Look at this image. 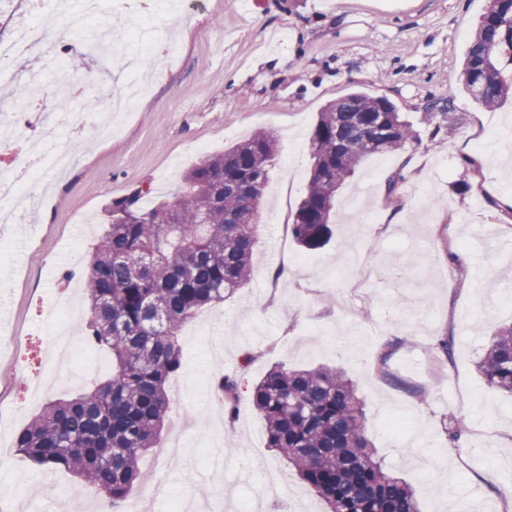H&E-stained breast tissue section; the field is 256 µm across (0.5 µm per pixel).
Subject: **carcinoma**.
I'll return each instance as SVG.
<instances>
[{
    "label": "carcinoma",
    "instance_id": "1",
    "mask_svg": "<svg viewBox=\"0 0 512 512\" xmlns=\"http://www.w3.org/2000/svg\"><path fill=\"white\" fill-rule=\"evenodd\" d=\"M512 0L482 15L463 61L461 84L478 104L499 106L512 84V35L501 17ZM385 118V133L373 121ZM413 138L390 100L355 91L326 105L310 137L314 164L290 225L295 243L317 250L331 239L336 193L368 157ZM277 138L260 129L183 177L182 193L146 209L151 189L112 201L108 231L85 276L88 315L78 337L112 353V373L93 390L48 402L18 433L15 448L36 467L64 470L114 507L140 479L139 459L153 447L170 411L167 380L183 367L179 334L197 311L250 279L260 206ZM483 381L512 395V325L501 328L479 363ZM228 425L237 421V377L212 383ZM252 401L268 447L288 461L328 512H421L412 488L377 459L363 401L337 368L273 366Z\"/></svg>",
    "mask_w": 512,
    "mask_h": 512
}]
</instances>
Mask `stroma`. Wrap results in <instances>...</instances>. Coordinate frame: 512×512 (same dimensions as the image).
I'll return each mask as SVG.
<instances>
[{
	"label": "stroma",
	"mask_w": 512,
	"mask_h": 512,
	"mask_svg": "<svg viewBox=\"0 0 512 512\" xmlns=\"http://www.w3.org/2000/svg\"><path fill=\"white\" fill-rule=\"evenodd\" d=\"M488 0H200L188 17L155 21L172 59L145 52L149 76L133 112L112 132L72 133L44 124L40 139L71 148L66 171L39 175L50 220L20 221L0 208V448L40 412L35 385L51 398L92 390L112 356L88 368L83 355L56 367V330L73 333L83 298L49 319L59 296L81 289L80 273L105 232L112 201L145 185V206L168 200L202 158L260 129L278 137L265 189L253 275L223 303L184 327V367L170 381L171 413L142 472L164 488L149 512L197 497L208 512H249L267 471L285 479L288 498L326 512L295 470L267 448L254 385L272 365L339 367L365 401L368 435L386 464L412 487L422 512H452L468 498L479 512H512V396L489 388L478 363L495 333L512 324V144L498 155L473 143L491 126L512 128V103L485 108L462 88L465 52ZM392 100L413 140L367 158L336 195L333 236L304 252L288 226L307 189L309 144L322 107L350 92ZM448 104L441 130L426 115ZM473 159L463 168L462 158ZM405 180L387 195L395 171ZM289 262L292 283L267 277ZM453 360L437 359L438 338ZM256 360L242 366L244 353ZM236 374L238 419L226 427L210 380ZM470 420L458 441L452 417ZM180 433L184 456L164 460ZM237 452L225 454L226 444ZM98 494L63 471L46 473L19 455L0 460V502L28 512H91Z\"/></svg>",
	"instance_id": "1"
}]
</instances>
